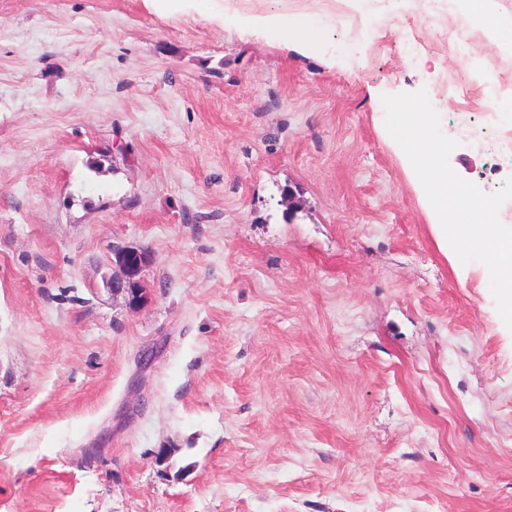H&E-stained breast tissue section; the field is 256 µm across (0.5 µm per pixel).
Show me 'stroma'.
<instances>
[{"mask_svg": "<svg viewBox=\"0 0 512 512\" xmlns=\"http://www.w3.org/2000/svg\"><path fill=\"white\" fill-rule=\"evenodd\" d=\"M439 2L237 0L332 16L313 49L0 0V512H512V330L381 125L426 90L453 171L512 176L444 90L512 77V27L451 49ZM119 263L123 267L125 279L112 278V291L129 290L133 293L134 282L131 281L148 262V254L142 250H126L118 255ZM128 279V280H127Z\"/></svg>", "mask_w": 512, "mask_h": 512, "instance_id": "1", "label": "stroma"}]
</instances>
